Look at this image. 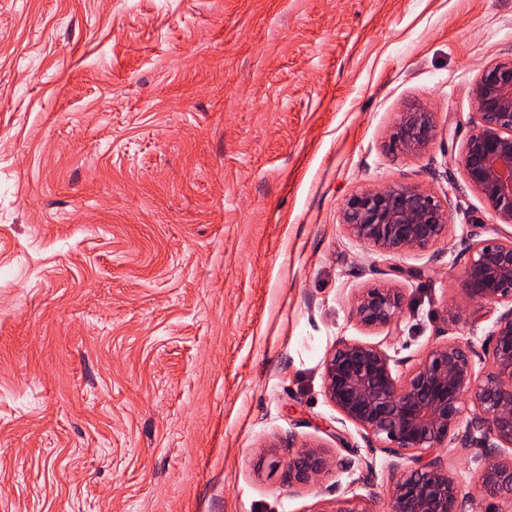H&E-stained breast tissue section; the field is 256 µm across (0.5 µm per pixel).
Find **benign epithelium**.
I'll use <instances>...</instances> for the list:
<instances>
[{"label":"benign epithelium","mask_w":512,"mask_h":512,"mask_svg":"<svg viewBox=\"0 0 512 512\" xmlns=\"http://www.w3.org/2000/svg\"><path fill=\"white\" fill-rule=\"evenodd\" d=\"M475 117L458 165L502 224H512V57L487 67L472 89ZM436 136L434 114L398 113L392 146L404 156L426 153ZM342 223L355 240L382 253L423 251L448 235V207L412 183L351 194ZM462 276L480 306L504 305L489 342L487 370H474L476 350L446 340L431 348L404 377L380 347L340 338L324 361V391L336 410L364 431L367 442L414 466L388 489L387 512H466L458 485L437 449L453 440L483 461L476 490L512 502V234L470 247ZM404 306L402 292L377 285L356 298L352 317L362 326L391 324ZM334 467L323 446L304 443L293 457L289 479L312 488ZM316 512H368L363 498Z\"/></svg>","instance_id":"obj_1"}]
</instances>
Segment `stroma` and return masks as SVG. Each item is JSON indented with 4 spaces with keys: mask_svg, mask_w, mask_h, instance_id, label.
Masks as SVG:
<instances>
[{
    "mask_svg": "<svg viewBox=\"0 0 512 512\" xmlns=\"http://www.w3.org/2000/svg\"><path fill=\"white\" fill-rule=\"evenodd\" d=\"M511 53L512 0H0V512H386L409 462L343 420L323 362L357 339L403 374L448 338L485 371L497 312L462 271L506 227L456 159ZM412 107L437 123L418 157L389 147ZM402 182L447 238L352 239L346 198ZM383 283L404 310L364 328ZM306 442L336 464L301 490ZM437 454L467 512H512L470 449ZM404 306V296L399 288L377 285L366 288L356 298L352 317L362 326L377 328L391 324Z\"/></svg>",
    "mask_w": 512,
    "mask_h": 512,
    "instance_id": "1",
    "label": "stroma"
}]
</instances>
